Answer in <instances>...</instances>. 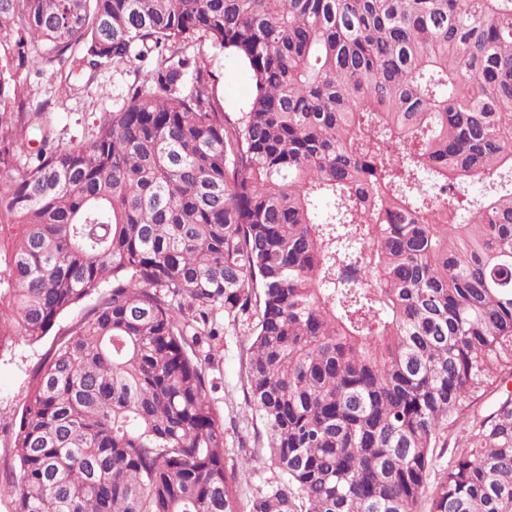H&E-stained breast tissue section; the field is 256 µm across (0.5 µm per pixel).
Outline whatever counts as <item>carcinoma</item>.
Returning a JSON list of instances; mask_svg holds the SVG:
<instances>
[{"label":"carcinoma","mask_w":512,"mask_h":512,"mask_svg":"<svg viewBox=\"0 0 512 512\" xmlns=\"http://www.w3.org/2000/svg\"><path fill=\"white\" fill-rule=\"evenodd\" d=\"M0 46V354L95 299L33 372L12 512H417L492 393L429 512H512V0H0ZM32 50L64 91L155 63L67 147ZM251 308L279 478L244 511L192 344ZM204 51L209 68L218 77V94L224 101V110L241 112L247 99L248 73L224 50L206 46ZM464 426L465 425H457L449 431H446L438 445V448H435V462L429 474L426 496L420 500L417 506V510L419 512H428L430 505L429 498L436 485L440 471L447 467L457 453L464 448Z\"/></svg>","instance_id":"carcinoma-1"}]
</instances>
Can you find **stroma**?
<instances>
[{
  "label": "stroma",
  "instance_id": "1",
  "mask_svg": "<svg viewBox=\"0 0 512 512\" xmlns=\"http://www.w3.org/2000/svg\"><path fill=\"white\" fill-rule=\"evenodd\" d=\"M205 54L217 77L225 111H242L249 87L247 72L222 49L209 46ZM147 70V64L138 61L118 68L108 65L93 81L77 79V90L69 95L60 91L51 66L36 59L17 71L15 80L26 96L49 101L56 137L65 146L89 140L100 120L119 105L125 87L144 81ZM85 312L82 306L66 311L40 341L19 343L12 352L0 356V512H12L8 483L17 479L19 467L8 430L21 416L31 370L40 358L69 338ZM253 322L252 314H243L224 324L216 339L199 346L202 355L208 358V396L224 424L225 460L230 464L245 458L254 461V473L239 488L244 502L279 477L278 471L266 461L268 441L264 425L246 401L248 338Z\"/></svg>",
  "mask_w": 512,
  "mask_h": 512
}]
</instances>
